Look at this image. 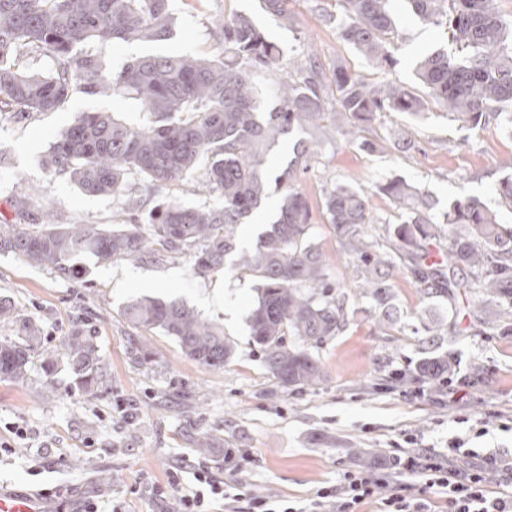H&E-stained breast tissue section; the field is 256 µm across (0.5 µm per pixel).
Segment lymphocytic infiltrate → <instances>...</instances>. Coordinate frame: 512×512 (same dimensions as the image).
<instances>
[{
	"instance_id": "f902f5d3",
	"label": "lymphocytic infiltrate",
	"mask_w": 512,
	"mask_h": 512,
	"mask_svg": "<svg viewBox=\"0 0 512 512\" xmlns=\"http://www.w3.org/2000/svg\"><path fill=\"white\" fill-rule=\"evenodd\" d=\"M195 487L171 476L165 491L175 495L176 512H205L207 496H219L224 512H356L373 504L377 512H512V460L504 452L470 448L460 438L447 448H391L384 460L346 472L337 484L320 488L304 502L244 497L235 483L194 471Z\"/></svg>"
}]
</instances>
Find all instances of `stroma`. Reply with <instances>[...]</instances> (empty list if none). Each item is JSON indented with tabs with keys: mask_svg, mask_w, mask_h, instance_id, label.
Masks as SVG:
<instances>
[{
	"mask_svg": "<svg viewBox=\"0 0 512 512\" xmlns=\"http://www.w3.org/2000/svg\"><path fill=\"white\" fill-rule=\"evenodd\" d=\"M295 24L284 27L262 8L261 0H170L173 36L156 43L116 42L107 45L113 66L147 55L167 52L210 54L220 41L218 17L250 16L284 55L277 68L253 74L264 108L276 106L274 83L285 77L286 58L310 34L325 70L343 64L373 82L393 79L414 82V66L426 52L447 43L440 28L421 23L407 0H389L400 40L395 65L382 71L359 57L336 30L323 26L322 13L338 12V0H290ZM107 111L124 119L145 121L134 101L119 96L91 99L81 93L53 112L26 118L0 114V223L14 222L10 207L20 190H36L63 224L124 223L121 200L91 195L64 176L43 168L41 160L59 135L80 113ZM408 127L414 151L394 145L393 134ZM378 143L367 154L342 137L329 135L322 149L324 167L302 177L299 190L318 204L325 179L350 180L373 189L400 176L416 184L435 202L442 215L454 198L475 196L497 208L495 182L499 162L512 155V132L499 120L485 128L468 129L448 120L442 109L430 107L420 118L387 112L369 129ZM284 139L267 157V208L239 225L238 252L252 249L269 229L272 208L280 194L275 179L292 153ZM383 218L382 234L392 232L396 214L383 195L372 196ZM312 234L332 259L336 278L346 295L347 323L343 331L311 349L323 365L324 377L315 387L285 390L265 370L254 347L248 316L257 293L253 280L237 267L236 255L225 268L207 278L193 275L189 256L179 255L138 264L120 261L91 268L80 280L25 264L0 253V298L10 301L24 318L41 328L39 352L26 377L0 381V486H20L49 495L56 512H72L75 504L93 501L102 512H175L174 499H161L156 488L166 486L170 471L182 461L192 473L207 470L232 479L224 459L228 448H244L253 462L243 473L245 494H268L305 500L324 486L337 483L346 471L382 458L386 449L406 438L426 448H446L457 436L472 448H499L512 454V431L500 423L512 421V334L490 325L486 335H447L432 340L428 328L451 324L455 309L448 301L423 295L414 278L401 269L390 272L397 310L396 322L380 327L378 311L352 278L341 245L329 224L317 221ZM151 296L177 300L202 318L223 327L235 353L228 365L214 370L186 358L177 344L158 330L128 322V301ZM96 336L103 364L97 396L84 395L67 368L53 376L40 369L43 353L54 351L75 333ZM148 348L150 363L134 357ZM451 351L461 361L459 374L442 385L415 376L414 368L430 352ZM407 371L395 383L397 371ZM132 413L125 422L118 404ZM490 432L478 436L481 425ZM26 430V439L10 429ZM208 436L206 453L197 440ZM363 449L360 457L351 456Z\"/></svg>",
	"mask_w": 512,
	"mask_h": 512,
	"instance_id": "1",
	"label": "stroma"
}]
</instances>
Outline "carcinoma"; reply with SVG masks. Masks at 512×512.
I'll return each instance as SVG.
<instances>
[{
    "instance_id": "1",
    "label": "carcinoma",
    "mask_w": 512,
    "mask_h": 512,
    "mask_svg": "<svg viewBox=\"0 0 512 512\" xmlns=\"http://www.w3.org/2000/svg\"><path fill=\"white\" fill-rule=\"evenodd\" d=\"M341 12L321 15L340 38L379 69L395 63L397 28L389 0H339ZM263 9L285 27L294 23L288 0H262ZM424 24L446 30L450 47L420 57L416 86L395 81L372 83L338 66L330 84L321 79L311 54L288 60L301 76L274 84L281 106L261 110L251 80L254 69L279 64L277 44L247 16L218 21L221 51L209 56L181 53L136 57L115 70L102 47L116 41L165 42L172 37L170 0H0V112L28 116L53 112L74 91L84 95L126 96L142 124L111 112H82L43 157V166L64 174L91 194L121 197L129 177L148 189L179 191L203 157L209 158L202 184L220 203L193 207L171 197L156 217H133L118 227L57 224L51 210L32 204L34 191L15 195L12 206L21 224H0V252L27 264L49 268L66 279L88 273L86 262L156 261L187 253L192 270L206 277L224 269L236 249L237 225L262 209L269 198L265 179L268 151L295 130L307 133L293 146V157L276 177L283 188L271 229L254 249L242 253L238 266L256 282L257 300L249 328L268 372L284 389L306 388L323 378L310 342L338 335L347 312L331 261L310 232L315 214L298 190L302 175L319 161L327 129L348 137L351 145L371 152L377 143L366 126L383 112L418 115L432 101L451 120L472 129L489 115L512 125V27L499 14L496 0H409ZM95 44L99 49L78 53ZM26 56L51 62L42 73L20 64ZM496 185L503 208L512 212V159ZM376 191L392 202L398 226L396 243L386 250L372 230L368 190L347 182H328L322 191L323 221L333 225L347 262L364 271L365 287L378 307L392 300L388 271L401 265L430 297L455 301L467 295L498 312L504 330H512V229L498 212L479 199L448 203L437 220L434 204L415 184L396 177ZM432 241L448 243V264L427 262ZM136 325L157 329L176 342L183 355L220 370L232 358L234 344L224 329L178 301L139 298L124 307ZM40 342L39 327L22 322L20 334L0 337V380L23 378ZM65 363L85 393L95 395L102 379L98 348L91 336H72L62 350L43 360L47 374ZM457 360L443 353L422 360L416 373L437 382L455 374Z\"/></svg>"
}]
</instances>
